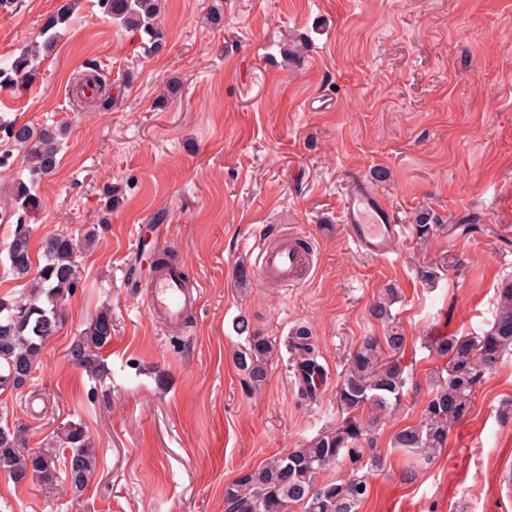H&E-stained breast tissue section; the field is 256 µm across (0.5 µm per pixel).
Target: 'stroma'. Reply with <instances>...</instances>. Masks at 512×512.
I'll list each match as a JSON object with an SVG mask.
<instances>
[{
    "mask_svg": "<svg viewBox=\"0 0 512 512\" xmlns=\"http://www.w3.org/2000/svg\"><path fill=\"white\" fill-rule=\"evenodd\" d=\"M214 1L165 0L166 44L150 54L98 0H79L34 83L0 84V101L21 100L0 104V208L29 177L9 125L56 127L58 163L37 185L42 209L28 224L33 256L54 235L95 234L59 333L30 384L0 393V421L24 424L34 450L57 427L81 424L99 457L78 499L65 482L48 492L0 477V512H224L228 483L342 421L336 389L362 337L382 335L369 307L388 287L400 292L393 310L413 385L375 430L385 463L368 471L359 512H512V352L479 383L441 452L391 446L418 422L442 366L426 338L487 330L512 278V0H218V24ZM5 2L0 68L65 0ZM299 41L304 56L286 60ZM92 64L119 93L105 112L73 93ZM352 177L404 226L387 258L345 235ZM428 211L451 230L423 247L413 226ZM469 217L477 231H456ZM287 225L314 241L310 279L239 286L259 237ZM163 249L201 292L184 336L147 311ZM446 252L457 268L427 285L421 268ZM103 311L112 338L94 378L69 348ZM241 318L276 347L258 388L235 364ZM301 327L328 376L313 399L300 395L284 345Z\"/></svg>",
    "mask_w": 512,
    "mask_h": 512,
    "instance_id": "1",
    "label": "stroma"
}]
</instances>
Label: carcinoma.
<instances>
[{"label":"carcinoma","mask_w":512,"mask_h":512,"mask_svg":"<svg viewBox=\"0 0 512 512\" xmlns=\"http://www.w3.org/2000/svg\"><path fill=\"white\" fill-rule=\"evenodd\" d=\"M163 0H100L104 11L123 27L140 33L151 53L161 52L166 43L158 25ZM72 0H67L57 13L43 24L42 48L49 52L60 38L59 26L66 24ZM36 55L25 49L10 64V70L22 83H32ZM13 143L26 150V163L31 175L46 177L56 167L60 148V131L28 124L9 128ZM13 200L24 213L34 216L41 209V198L30 185L14 186ZM448 229L438 217L423 212L415 224L416 237L427 242ZM77 243L58 234L44 247L45 264L37 278L30 282V298L22 303L0 299V389H20L33 378L47 341L62 325L59 302L72 292L76 284ZM11 271L18 277L28 276L32 257L30 233L17 225L7 250ZM448 254L440 261L421 269V278L433 285L441 274L457 266ZM398 302L397 291L386 288L370 310L371 317L383 327L381 336H365L347 361L343 380L336 391V401L346 417L335 429L326 431L303 448L280 453L263 466L241 474L224 488L225 512H290L294 505L301 512H359L368 494L362 476L346 480L328 479L330 466L348 459L354 463L367 458L366 465L382 464L378 455L365 454L372 444V431L381 416L400 405L409 384L406 366L399 354L406 344L392 307ZM246 335V345L235 357L236 365L254 387L266 379L267 365L274 347L246 320L238 323ZM112 337L109 314L100 313L72 344L71 359L97 377L102 371L101 350ZM294 353V374L300 394L313 397L309 378L324 374L318 362L314 336L301 330L287 341ZM428 348L445 360L443 374L438 376L417 423L398 431L392 447L407 453L423 452L426 456L446 447L451 426L471 410L474 392L484 374L493 369L507 352L512 351V280L498 288L494 321L489 330L478 335L434 336ZM0 476L14 486L36 483L46 490L55 488L57 479L65 476L75 497H80L98 466L96 448L80 424H67L56 434V447L32 451L27 448L22 425L0 424Z\"/></svg>","instance_id":"cac0c4a2"}]
</instances>
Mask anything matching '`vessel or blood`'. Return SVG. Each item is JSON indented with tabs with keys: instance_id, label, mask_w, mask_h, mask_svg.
I'll return each instance as SVG.
<instances>
[{
	"instance_id": "b4317fda",
	"label": "vessel or blood",
	"mask_w": 512,
	"mask_h": 512,
	"mask_svg": "<svg viewBox=\"0 0 512 512\" xmlns=\"http://www.w3.org/2000/svg\"><path fill=\"white\" fill-rule=\"evenodd\" d=\"M342 222L348 238L361 253L387 257L402 237L398 224L380 197L363 178L348 181ZM255 270L260 281L272 279L293 287L305 282L316 264L315 251L296 232L278 244L258 240ZM199 294L184 290L178 273L154 276L150 283V310L181 324L187 310L199 303Z\"/></svg>"
}]
</instances>
